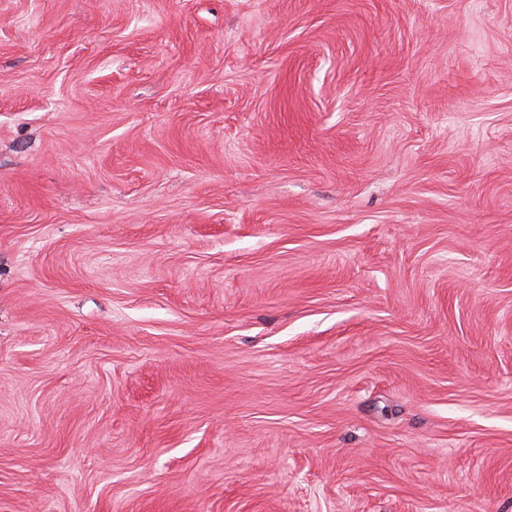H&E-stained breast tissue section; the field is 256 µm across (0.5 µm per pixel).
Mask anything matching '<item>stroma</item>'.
I'll use <instances>...</instances> for the list:
<instances>
[{"label":"stroma","mask_w":512,"mask_h":512,"mask_svg":"<svg viewBox=\"0 0 512 512\" xmlns=\"http://www.w3.org/2000/svg\"><path fill=\"white\" fill-rule=\"evenodd\" d=\"M0 512H512V0H0Z\"/></svg>","instance_id":"1"}]
</instances>
